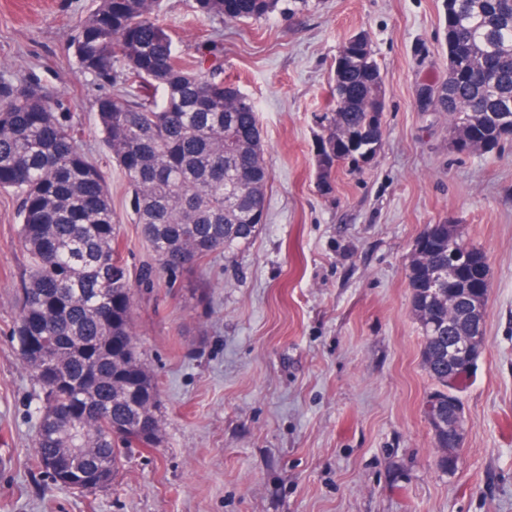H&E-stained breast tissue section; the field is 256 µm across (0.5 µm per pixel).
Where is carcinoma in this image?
<instances>
[{
	"label": "carcinoma",
	"instance_id": "carcinoma-1",
	"mask_svg": "<svg viewBox=\"0 0 512 512\" xmlns=\"http://www.w3.org/2000/svg\"><path fill=\"white\" fill-rule=\"evenodd\" d=\"M226 0H194L193 11L228 21ZM310 0H238L234 21L305 10ZM159 0H99L70 37L78 71L113 86L98 98L102 142L130 190V216L154 263L131 279L120 219L105 172L80 147L74 116L34 74L0 75V192L15 195L18 241L29 266L12 336L40 390L34 461L62 460L76 491L105 488L133 447L161 441L157 383L133 331L134 289L164 277L171 287L217 253L249 246L262 230L272 173L255 103L224 82L222 64L178 56ZM450 141L488 153L512 131V0H445ZM371 45L344 56L316 142L319 187L331 190L340 163L363 167V151L336 153L346 136L385 109ZM480 254L455 228L435 225L428 252L407 269L422 360L448 397V257Z\"/></svg>",
	"mask_w": 512,
	"mask_h": 512
}]
</instances>
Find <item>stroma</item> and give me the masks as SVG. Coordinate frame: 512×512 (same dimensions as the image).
Listing matches in <instances>:
<instances>
[{
	"label": "stroma",
	"mask_w": 512,
	"mask_h": 512,
	"mask_svg": "<svg viewBox=\"0 0 512 512\" xmlns=\"http://www.w3.org/2000/svg\"><path fill=\"white\" fill-rule=\"evenodd\" d=\"M160 0L177 50L215 41L224 77L255 103L272 179L266 222L245 249L206 260L180 288L134 301L136 342L158 382L159 447L105 489L75 492L33 464L37 388L11 336L28 265L16 202L0 192V512H512V143L450 149L446 113L421 87L448 79L444 0H316L259 21L201 19ZM95 0H0V73L60 91L88 158L107 172L129 269L151 261L128 221L126 185L97 130L105 87L69 48ZM366 33L386 86L381 146L318 187L315 122L336 57ZM452 224L489 261L485 348L460 397L452 473L424 413L407 268L418 236Z\"/></svg>",
	"instance_id": "1"
}]
</instances>
